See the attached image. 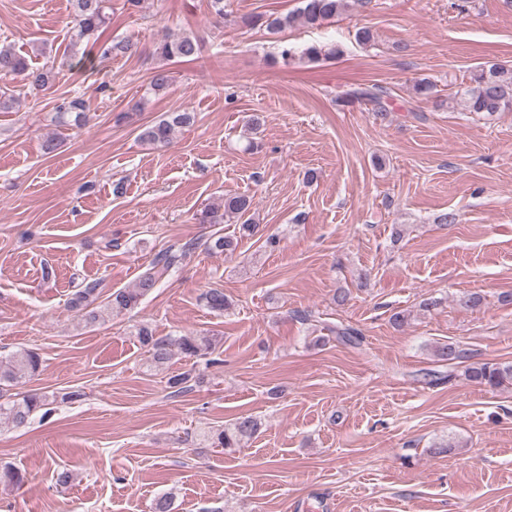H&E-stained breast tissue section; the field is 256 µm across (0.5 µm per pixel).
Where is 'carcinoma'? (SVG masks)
<instances>
[{
  "label": "carcinoma",
  "mask_w": 512,
  "mask_h": 512,
  "mask_svg": "<svg viewBox=\"0 0 512 512\" xmlns=\"http://www.w3.org/2000/svg\"><path fill=\"white\" fill-rule=\"evenodd\" d=\"M70 2L75 22V33L70 43L72 48H77L85 40L90 41L92 49L96 50L97 56L102 60L118 55L130 57L137 53V44L130 40L98 42L96 34L108 20L105 0H70ZM304 2L305 6L296 14L267 18L258 15L251 20V23L263 24L272 32H279L298 21L307 27L319 28L335 19L348 7L347 0H304ZM199 52L200 40L194 35L160 41L155 48L160 64L152 72L150 89L156 93L167 89L171 82L169 65L183 59L193 60ZM323 56H336V49L311 45L298 54L285 46L281 52V57L286 62L297 57L316 61ZM0 77L18 79L31 91L38 93L51 83L53 71L49 67L30 66L11 50L0 48ZM457 95L465 112L493 117L499 112L512 110V67L497 63L488 67H476L471 73L469 84L458 90ZM388 96L389 92L383 86H357L338 95L336 102L342 106L363 102L371 106L376 114L384 116L387 114L386 98ZM87 112H89V105L82 97H65L54 107L52 120L58 125L80 127L86 122ZM194 120L195 115L192 112H172L147 126L139 134V139L148 145L164 146L170 142L176 128L190 125ZM228 219L236 220L244 233L251 235L256 232L257 224L253 222L251 200L245 195L226 197L222 205L208 207L201 214V221L204 224H222ZM189 255L190 248L187 246L179 249L170 247L157 254L149 267L140 275L134 287L112 291L103 303L97 305L95 301L99 295L101 283L95 281L75 293L70 301V307L75 309L87 324L104 322L114 314L119 315L130 311L144 296L156 288L170 270ZM202 299L213 311L223 312L230 309L232 305V301L224 294V290L219 288L207 290L202 294ZM330 332L335 335V338L355 346L363 341L359 330L341 323L331 328ZM136 336L144 346L149 348L151 366L155 368H161L168 363L174 346L189 357L205 360L207 365L217 362V359L213 358L219 343L215 336H197L190 333L172 340L154 336L150 327L144 324L137 328ZM435 357L437 361L453 366L464 362L466 352L460 346L448 343L435 350ZM40 365L39 354L32 350H22L9 361L0 362V392H7L10 388L19 385L21 380L34 377ZM464 376L472 383L496 389L512 383V364L470 363L465 366ZM196 379L197 376L191 372L175 374L168 378V387L173 389V393L182 394L191 389L190 382ZM51 404L53 401L46 394L30 391L12 401L8 406L0 407V416H6L8 423L12 426L22 427L35 412ZM260 426V420L251 415L239 416L224 424V427L204 435L203 441L210 448L223 450L238 448L243 440L257 433ZM23 482L24 475L19 470L11 466L0 469L1 485L19 487Z\"/></svg>",
  "instance_id": "1"
}]
</instances>
